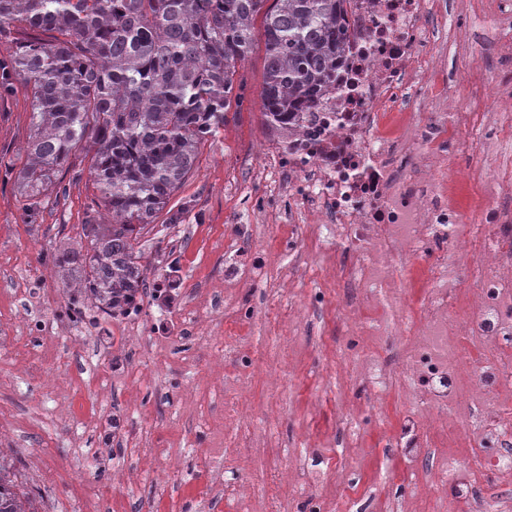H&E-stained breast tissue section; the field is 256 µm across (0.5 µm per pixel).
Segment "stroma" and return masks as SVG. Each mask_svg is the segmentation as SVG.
I'll use <instances>...</instances> for the list:
<instances>
[{
	"label": "stroma",
	"mask_w": 512,
	"mask_h": 512,
	"mask_svg": "<svg viewBox=\"0 0 512 512\" xmlns=\"http://www.w3.org/2000/svg\"><path fill=\"white\" fill-rule=\"evenodd\" d=\"M480 0H450L449 73L465 64H491L499 40L512 39V21L479 19ZM246 100L229 110L223 127L200 151L197 170L170 199L183 210L172 225L158 213L141 239L149 259L157 245L180 257L178 306L158 309L145 290L146 313L133 342L118 329L89 339L47 331L39 339L44 375L62 384L43 395L23 357L30 341L18 333L0 343V417L7 428L0 446L13 449L24 488L36 493L40 512H345L355 491L365 512L379 505L413 503L434 512L437 495L462 504L468 494L437 491L431 468L433 436L426 393L451 387L445 376L424 388L409 387L405 336H355L347 315L357 308L365 322L383 313L361 284L324 279L323 269L349 267L348 244L324 251L314 236L289 244L291 174L267 172L263 154L279 134L262 115L264 28L254 22L250 53L238 66ZM30 99L24 88L0 98V161L22 168L29 134ZM91 156L73 152L60 167L66 195L44 192L36 212L15 184L0 185V318L21 315L16 280L40 283L47 298L62 285L44 261L67 242H78L83 225L98 223L87 204L97 190ZM269 245L263 271L225 287L228 262ZM197 315L204 335L181 329L182 314ZM249 319L250 339L238 353L224 350L223 329ZM168 321L167 336L152 324ZM238 397L244 417L224 416V399ZM360 408L363 428L351 434L336 415L337 400ZM83 404L85 423L69 420L70 403ZM309 443L325 458L344 451L340 471L328 472L304 493L293 458ZM41 455L42 468L32 464Z\"/></svg>",
	"instance_id": "stroma-1"
}]
</instances>
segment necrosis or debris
I'll use <instances>...</instances> for the list:
<instances>
[{"mask_svg":"<svg viewBox=\"0 0 512 512\" xmlns=\"http://www.w3.org/2000/svg\"><path fill=\"white\" fill-rule=\"evenodd\" d=\"M347 9L351 37L336 84L288 133L291 191L304 212L288 234L314 226L353 244L360 261L337 270L343 279H358L379 258L399 335L410 323L405 287L414 257H432L424 304L434 341L413 362L422 374L461 378L439 413L469 409L448 432L470 449L449 456L441 475L476 488L473 512H505L484 486L512 480V453L484 449L512 438V171L485 180L463 165L462 134L479 114L449 112L448 88L454 82L463 98L488 94L512 105V87L485 89L470 65L449 81L437 58L447 40L446 0H349ZM452 175L476 189L475 224L464 223Z\"/></svg>","mask_w":512,"mask_h":512,"instance_id":"4bbe7bcc","label":"necrosis or debris"}]
</instances>
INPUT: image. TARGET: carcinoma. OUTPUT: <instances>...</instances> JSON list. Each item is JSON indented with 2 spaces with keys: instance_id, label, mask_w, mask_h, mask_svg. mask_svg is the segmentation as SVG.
<instances>
[{
  "instance_id": "1",
  "label": "carcinoma",
  "mask_w": 512,
  "mask_h": 512,
  "mask_svg": "<svg viewBox=\"0 0 512 512\" xmlns=\"http://www.w3.org/2000/svg\"><path fill=\"white\" fill-rule=\"evenodd\" d=\"M266 0H0V92L20 77L31 95L26 165L36 196L79 146L93 151L99 191L82 225L88 247L45 257L71 294L73 316L93 304L117 311L155 274L143 231L197 167L199 149L244 102L237 65ZM264 12V11H262ZM36 32L13 36L17 25ZM350 36L347 0H273L264 12L266 124L280 132L336 81ZM0 466V512H33L30 493Z\"/></svg>"
}]
</instances>
